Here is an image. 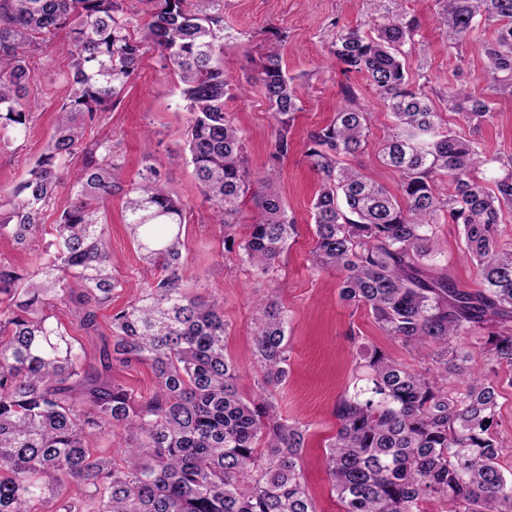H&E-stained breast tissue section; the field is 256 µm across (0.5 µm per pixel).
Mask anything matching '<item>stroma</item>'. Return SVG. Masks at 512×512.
Wrapping results in <instances>:
<instances>
[{
  "instance_id": "35a3bbf8",
  "label": "stroma",
  "mask_w": 512,
  "mask_h": 512,
  "mask_svg": "<svg viewBox=\"0 0 512 512\" xmlns=\"http://www.w3.org/2000/svg\"><path fill=\"white\" fill-rule=\"evenodd\" d=\"M392 8L391 0H224V26L234 40L223 57L224 69L233 81L248 88L246 97L228 99L231 112L245 140L249 166L255 178H271L294 217L297 232L277 264L279 301L288 311L290 340L289 374L276 393L282 417L309 428L303 450V472L317 512H341L331 492L323 464L324 447L335 435L334 409L338 397L350 384L360 343H370L414 368H423L401 343L385 336L371 315L353 309L338 296L339 275L318 272L310 265L314 247L312 199L319 177L304 158L308 132L328 123L342 104L341 86L352 84L365 110L375 116V137L387 132V107L365 77L342 75L329 54L324 32L331 23L373 31ZM408 15L421 25L419 42L410 59L421 69L427 86L443 92L465 86L483 93L485 62L472 44L449 47L435 28L434 0H404ZM285 34L277 42L274 31ZM278 51L292 78L302 110L294 125L293 148L282 162L277 177H269V152L274 121L268 103L254 83L259 61ZM68 61L62 54L38 61L28 86L29 96L42 102L27 139L0 146V190L9 191L20 181L29 160L48 145L54 132L55 114L68 92ZM491 121L474 125L458 114L445 113L450 126L477 139L491 154H512V95L497 98ZM187 113L182 107L174 77L163 70L155 50H147L119 102L103 113L87 132L88 138L109 137L118 142L125 178H135L143 154L152 151L167 180L170 192L186 206V246L189 282H201L224 303L229 325L226 351L238 368L237 385L245 397L257 391L259 371L254 359L253 319L255 303L266 296L269 283L248 268L233 263L224 250V239L209 221L210 209L188 162ZM123 198L114 195L104 206L110 227L112 270L122 279L141 283V264L136 245L122 218ZM437 236L448 257V273L462 288L476 286L475 266L463 256V238L457 225H439Z\"/></svg>"
}]
</instances>
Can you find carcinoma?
Segmentation results:
<instances>
[{
	"mask_svg": "<svg viewBox=\"0 0 512 512\" xmlns=\"http://www.w3.org/2000/svg\"><path fill=\"white\" fill-rule=\"evenodd\" d=\"M0 0V142L27 137L38 105L26 99L33 64L67 34L70 93L45 152L27 177L0 197V239L31 254L19 268L0 260V512H316L302 469L308 428L277 411L272 390L288 378V313L259 303L254 352L261 393L243 397L225 354L224 308L184 283L185 208L145 156L139 179L125 182L118 145L83 141L84 130L119 101L147 47L173 73L189 114L188 151L225 251L265 276L295 233L282 199L255 186L239 129L225 110L242 91L224 71V0ZM448 44L474 42L486 58L487 93L450 88L444 103L471 121L494 116V97L512 93V0H437ZM496 25L490 37L485 27ZM418 23L398 10L372 34L332 29L330 54L343 74L362 73L386 100L393 128L375 152L398 175L397 192L369 180L344 158L367 152L372 115L350 85L333 121L307 136L305 157L321 186L313 204L311 266L340 274L339 297L366 308L391 338L431 357L414 369L363 347L360 372L335 406L338 428L325 466L343 512H512V471L504 473L500 389L512 386V157L486 153L444 126L424 92L411 87L407 59ZM255 82L275 121L270 161L292 148L299 99L271 51ZM82 155L71 170L68 160ZM71 201L51 228L45 213L58 189ZM125 196L123 223L151 276L112 308L111 235L103 202ZM257 208L236 237L241 198ZM462 227L465 256L481 288L466 290L441 254L439 224ZM65 309L100 338L99 364L84 366L58 318ZM483 335L484 371L467 374L458 341ZM147 364L155 389L135 395L112 380L115 364ZM124 440L112 458L92 454L107 432Z\"/></svg>",
	"mask_w": 512,
	"mask_h": 512,
	"instance_id": "obj_1",
	"label": "carcinoma"
}]
</instances>
